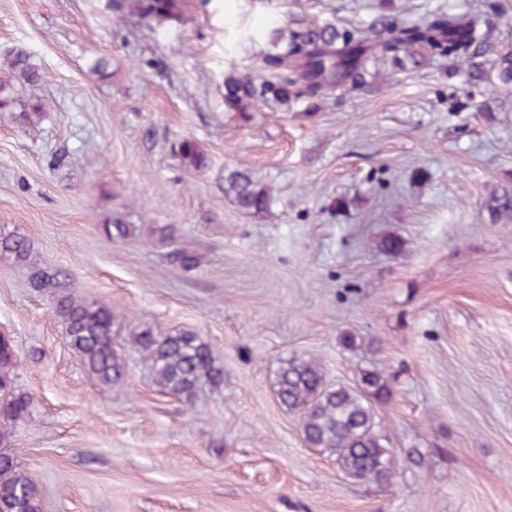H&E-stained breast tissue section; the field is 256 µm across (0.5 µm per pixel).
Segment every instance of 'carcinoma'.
Returning a JSON list of instances; mask_svg holds the SVG:
<instances>
[{
  "mask_svg": "<svg viewBox=\"0 0 512 512\" xmlns=\"http://www.w3.org/2000/svg\"><path fill=\"white\" fill-rule=\"evenodd\" d=\"M109 8L118 16L138 15L159 23L179 12V0H112ZM271 50L261 59L265 76L224 77V109L247 123L258 102L286 105L302 98L311 105L328 98L335 89L364 84L371 60L392 56L399 61H470L483 54L482 35L476 22L438 15L419 24H397L380 16L362 26L325 24L305 29L270 30ZM7 71L0 75V111H9L14 83L34 85L45 79L22 47L5 51ZM178 154L184 167L203 170L206 156L192 139L180 141ZM224 194L250 215L270 210L271 188L256 181L246 170L224 175ZM134 224L103 225L109 239L134 236ZM30 241L20 234L0 236V256L13 260L31 288L61 289L53 297L54 313L64 325L66 341L80 354L97 378L110 384L124 375L112 345L116 316L112 307L88 302L70 290L61 270L49 274L27 263ZM169 263L183 271L199 264L195 252L183 247L168 253ZM148 363L154 382L163 392L190 399L203 385L215 389L224 384V368L216 363L210 345L188 331L162 334L148 325L128 330ZM15 348L9 336H0V444L9 440L12 427L32 416V397L16 385ZM275 393L279 403L301 415V429L311 448L336 454L343 471L358 481L390 480L395 456L377 430L374 405L391 396L388 379L377 371L364 370L358 387L334 388L325 383L321 366L313 359L293 356L280 366ZM0 512H41L38 487L19 468L13 451L0 447Z\"/></svg>",
  "mask_w": 512,
  "mask_h": 512,
  "instance_id": "carcinoma-1",
  "label": "carcinoma"
}]
</instances>
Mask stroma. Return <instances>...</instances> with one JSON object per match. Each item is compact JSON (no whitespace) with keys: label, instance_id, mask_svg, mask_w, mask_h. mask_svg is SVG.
Here are the masks:
<instances>
[{"label":"stroma","instance_id":"stroma-1","mask_svg":"<svg viewBox=\"0 0 512 512\" xmlns=\"http://www.w3.org/2000/svg\"><path fill=\"white\" fill-rule=\"evenodd\" d=\"M478 18L481 74L448 64L371 65L361 89L320 107L224 109V78L256 77L271 24ZM47 75L0 112V234L122 326L188 330L224 368L191 400L156 387L126 332L123 378L102 383L66 343L51 290L0 258V335L34 399L10 446L43 512H512V0H181L176 19L115 21L108 0H0V52ZM106 58L112 75L91 74ZM44 101L32 123L20 110ZM208 166L185 168L182 139ZM248 168L271 214L240 210L224 175ZM118 219L140 236L110 240ZM173 225L199 266L148 235ZM393 235L399 255L376 244ZM315 359L328 384L392 381L375 408L390 482L346 476L280 405L282 361ZM418 450L422 467L406 454Z\"/></svg>","mask_w":512,"mask_h":512}]
</instances>
